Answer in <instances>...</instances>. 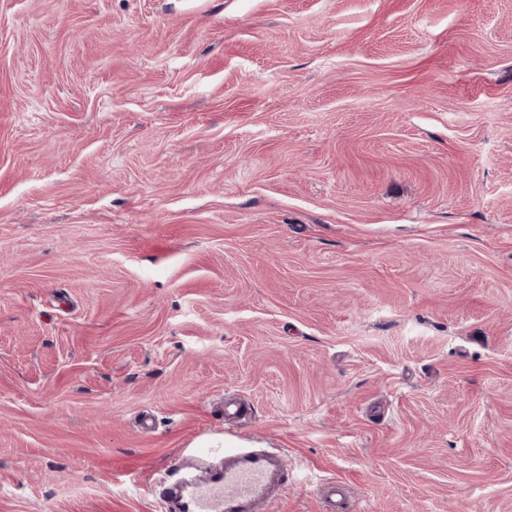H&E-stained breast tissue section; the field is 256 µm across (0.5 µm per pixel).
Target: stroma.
<instances>
[{
	"instance_id": "obj_1",
	"label": "stroma",
	"mask_w": 512,
	"mask_h": 512,
	"mask_svg": "<svg viewBox=\"0 0 512 512\" xmlns=\"http://www.w3.org/2000/svg\"><path fill=\"white\" fill-rule=\"evenodd\" d=\"M224 446L512 512V0H0V512Z\"/></svg>"
}]
</instances>
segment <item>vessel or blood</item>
Returning <instances> with one entry per match:
<instances>
[{
  "label": "vessel or blood",
  "mask_w": 512,
  "mask_h": 512,
  "mask_svg": "<svg viewBox=\"0 0 512 512\" xmlns=\"http://www.w3.org/2000/svg\"><path fill=\"white\" fill-rule=\"evenodd\" d=\"M287 480L288 469L281 456L228 448L223 467L174 485L159 478L152 489L160 497L174 499L178 512H260L270 505L274 487ZM341 487L336 480L319 483L321 512H336Z\"/></svg>",
  "instance_id": "obj_1"
}]
</instances>
